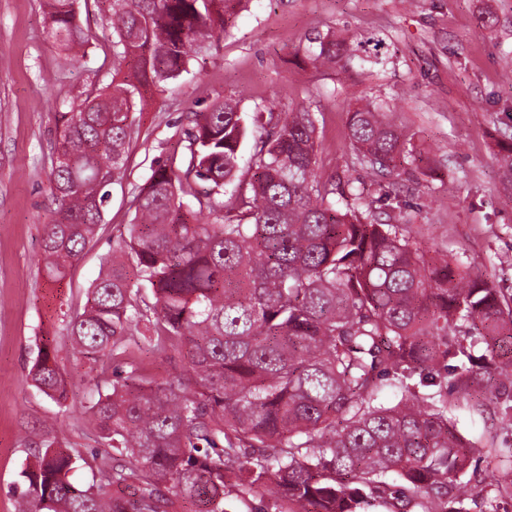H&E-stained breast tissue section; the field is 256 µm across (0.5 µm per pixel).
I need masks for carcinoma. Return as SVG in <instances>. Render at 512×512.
<instances>
[{"label":"carcinoma","mask_w":512,"mask_h":512,"mask_svg":"<svg viewBox=\"0 0 512 512\" xmlns=\"http://www.w3.org/2000/svg\"><path fill=\"white\" fill-rule=\"evenodd\" d=\"M80 0H48L47 35L72 65L89 33ZM112 29L111 80L58 114L44 225L46 276L62 281L102 221L125 173L142 92L188 71L230 28V0H96ZM319 63H348L366 45L315 38ZM256 128L249 176L239 160ZM361 164L396 173L405 134L381 107L348 112ZM512 188V142L497 157ZM316 120L306 106L256 112L226 99L194 112L183 164H159L135 193L134 222L105 257L67 337L100 366L89 422L121 462L85 488L68 479L81 455L42 438L14 488L17 512H227L237 492L270 489L274 512H359L370 499L422 512H463L472 461L491 449L448 416V393L473 408L512 410V297L446 252L420 251L405 224L316 172ZM232 187L229 201L220 200ZM174 352L182 372L157 380L110 368L129 342ZM69 372L44 342L34 387L61 405ZM391 385L397 400L381 399ZM395 473L399 482L389 481ZM482 482L512 496V477Z\"/></svg>","instance_id":"1"}]
</instances>
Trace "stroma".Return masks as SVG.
<instances>
[{"mask_svg": "<svg viewBox=\"0 0 512 512\" xmlns=\"http://www.w3.org/2000/svg\"><path fill=\"white\" fill-rule=\"evenodd\" d=\"M45 16V0H0V512H15L11 489L34 459L25 443L31 431L49 429L85 457L71 474L75 485L91 484L112 463L87 424L98 368L76 362L66 324L133 220L136 188L152 166L181 163L189 113L229 97L246 113L309 106L319 130L318 174L359 189L368 204L379 185L350 147L347 111L367 100L382 106L404 128L407 149L429 159L423 169L402 163L385 209L392 223L408 225L421 250L451 252L512 294V193L495 159L512 136V0H248L171 90L144 92L103 228L60 283L48 282L41 266L56 117L110 80L112 45L89 6L81 13L90 31L85 55L61 67ZM331 33L382 40L381 61L345 69L314 63L311 39ZM45 341L60 364L78 370L63 408L28 378ZM448 409L459 430L491 442L500 470L512 473V417L475 413L456 394Z\"/></svg>", "mask_w": 512, "mask_h": 512, "instance_id": "1", "label": "stroma"}]
</instances>
